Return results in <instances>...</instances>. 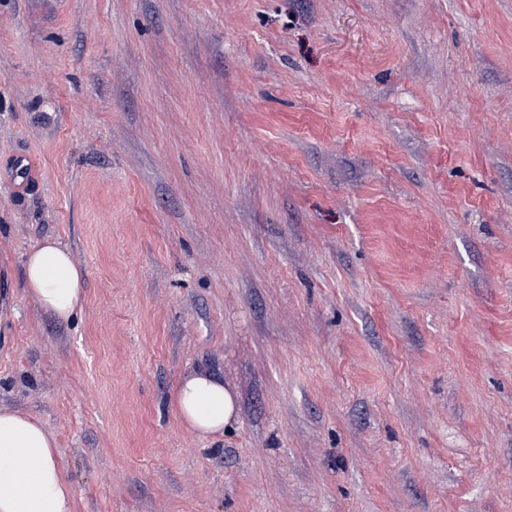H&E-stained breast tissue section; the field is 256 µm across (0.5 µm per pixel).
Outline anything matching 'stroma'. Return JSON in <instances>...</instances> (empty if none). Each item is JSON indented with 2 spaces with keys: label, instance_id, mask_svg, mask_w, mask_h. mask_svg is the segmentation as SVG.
<instances>
[{
  "label": "stroma",
  "instance_id": "obj_1",
  "mask_svg": "<svg viewBox=\"0 0 512 512\" xmlns=\"http://www.w3.org/2000/svg\"><path fill=\"white\" fill-rule=\"evenodd\" d=\"M0 408L74 512H512V0H0ZM25 288L44 312L70 320L83 305L87 271L60 240L35 241L23 259ZM175 399L182 420L199 434L224 432L236 421V395L209 374H196L178 382Z\"/></svg>",
  "mask_w": 512,
  "mask_h": 512
}]
</instances>
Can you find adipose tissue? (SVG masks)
<instances>
[{"mask_svg":"<svg viewBox=\"0 0 512 512\" xmlns=\"http://www.w3.org/2000/svg\"><path fill=\"white\" fill-rule=\"evenodd\" d=\"M23 267L25 288L44 312L67 321L81 309L87 272L60 240L35 241ZM175 399L182 420L201 434L222 432L237 417L235 394L205 373L178 382ZM57 448L37 416L0 408V512H73Z\"/></svg>","mask_w":512,"mask_h":512,"instance_id":"ef3b65f1","label":"adipose tissue"}]
</instances>
